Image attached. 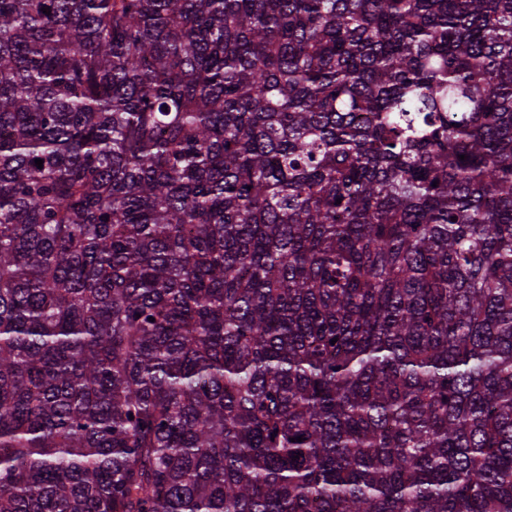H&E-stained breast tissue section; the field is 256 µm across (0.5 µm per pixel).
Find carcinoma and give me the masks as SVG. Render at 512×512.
I'll use <instances>...</instances> for the list:
<instances>
[{
  "label": "carcinoma",
  "instance_id": "obj_1",
  "mask_svg": "<svg viewBox=\"0 0 512 512\" xmlns=\"http://www.w3.org/2000/svg\"><path fill=\"white\" fill-rule=\"evenodd\" d=\"M0 512H512V0H0Z\"/></svg>",
  "mask_w": 512,
  "mask_h": 512
}]
</instances>
